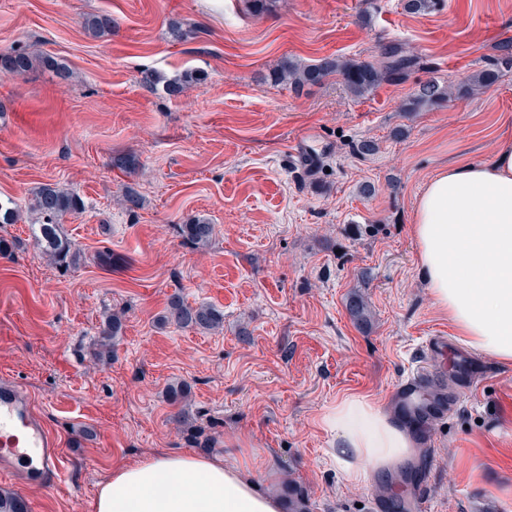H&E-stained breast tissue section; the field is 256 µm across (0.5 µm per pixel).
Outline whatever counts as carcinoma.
Listing matches in <instances>:
<instances>
[{"label":"carcinoma","mask_w":512,"mask_h":512,"mask_svg":"<svg viewBox=\"0 0 512 512\" xmlns=\"http://www.w3.org/2000/svg\"><path fill=\"white\" fill-rule=\"evenodd\" d=\"M495 63L489 69L482 70L471 77L465 88L459 90L461 95H471L478 90L487 89L497 83L500 76L512 71V42L506 41L496 47ZM56 70L60 78L69 77L67 69L48 57L35 59L21 48L7 55H0V73L22 74L34 67V63ZM413 64L410 57L401 56L392 50L384 53L379 63L358 62L336 55L320 58L314 64L302 65L293 61H284L280 70L273 74L278 83L293 86L318 84L331 76L342 77L348 90L355 96H363L381 84L388 77L402 75ZM200 79V74L192 70L185 71L181 77L168 82L166 93L170 96L180 94L188 83ZM452 95V91L437 83L422 85L409 105L414 109L431 107ZM84 207L83 200L75 193L47 184L37 192L33 209L38 214V244L43 252L59 263L67 262L71 245L60 235V227L65 216L78 213ZM180 231L190 245L205 248L211 243L215 234V225L205 219H196L180 225ZM168 320L180 328H190L200 332L214 331L224 324V316L211 305L190 306L175 297L170 301ZM121 323L117 318L108 319L100 331L101 345L108 347L112 339L119 334Z\"/></svg>","instance_id":"carcinoma-1"}]
</instances>
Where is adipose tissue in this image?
I'll list each match as a JSON object with an SVG mask.
<instances>
[{
	"mask_svg": "<svg viewBox=\"0 0 512 512\" xmlns=\"http://www.w3.org/2000/svg\"><path fill=\"white\" fill-rule=\"evenodd\" d=\"M493 157L459 160L425 185L412 214L417 265L434 303L469 348L512 365V116ZM336 437L333 460L359 483L407 460L413 440L370 396L350 394L323 417ZM262 458L233 461L162 452L120 465L97 495V512H282L253 471Z\"/></svg>",
	"mask_w": 512,
	"mask_h": 512,
	"instance_id": "obj_1",
	"label": "adipose tissue"
}]
</instances>
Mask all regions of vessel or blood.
I'll return each mask as SVG.
<instances>
[{"instance_id": "1", "label": "vessel or blood", "mask_w": 512, "mask_h": 512, "mask_svg": "<svg viewBox=\"0 0 512 512\" xmlns=\"http://www.w3.org/2000/svg\"><path fill=\"white\" fill-rule=\"evenodd\" d=\"M446 391L428 367L402 378L395 397L405 410L437 408ZM61 455L54 434L35 411L29 396L11 379L0 377V470L18 475L27 486L42 487L59 477Z\"/></svg>"}]
</instances>
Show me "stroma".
<instances>
[{
	"mask_svg": "<svg viewBox=\"0 0 512 512\" xmlns=\"http://www.w3.org/2000/svg\"><path fill=\"white\" fill-rule=\"evenodd\" d=\"M94 16L109 26L89 31ZM176 24L193 38L176 40ZM507 39L512 0H438L422 15L402 0H0V55L21 47L70 73H0V200L22 209L0 224V376L32 396L63 460L48 488L0 472V494L28 512H95L116 465L245 447L275 473L257 474L261 487L300 492L306 512H397L419 483L430 512H512V368L492 357L473 353L467 379L432 362L456 404L446 419L409 423L416 458L377 481H344L322 423L348 393L400 415L393 385L428 336L455 333L420 278L410 218L441 166L496 149L512 72L456 91ZM393 44L413 67L360 98L337 77L298 89L270 79L287 59L376 63ZM187 70L203 81L166 94ZM429 80L454 96L406 111ZM363 140L378 151L357 155ZM47 184L85 205L61 226L77 254L66 264L35 238L31 206ZM128 188L142 198L132 212ZM193 216L215 226L207 248L179 235ZM175 296L212 305L223 327L167 322ZM113 315L122 329L101 358ZM178 383L188 393L174 403Z\"/></svg>",
	"mask_w": 512,
	"mask_h": 512,
	"instance_id": "35a3bbf8",
	"label": "stroma"
}]
</instances>
